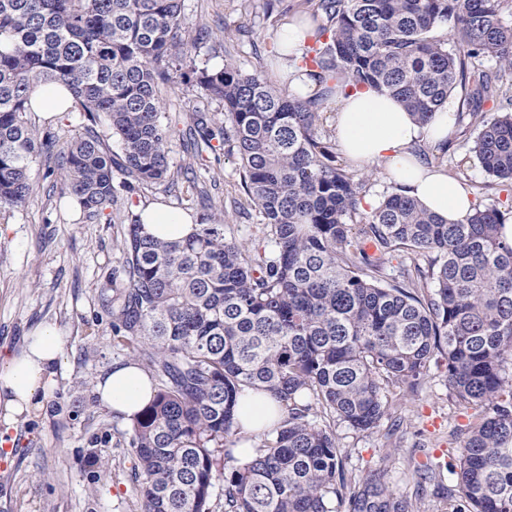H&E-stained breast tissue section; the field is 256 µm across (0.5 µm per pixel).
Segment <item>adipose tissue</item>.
<instances>
[{"label": "adipose tissue", "instance_id": "1", "mask_svg": "<svg viewBox=\"0 0 512 512\" xmlns=\"http://www.w3.org/2000/svg\"><path fill=\"white\" fill-rule=\"evenodd\" d=\"M305 28L291 20L277 35L276 76L290 93L303 96L316 90L300 60L305 49ZM334 126L344 156L357 164H382L393 176L398 191L420 201L448 223L471 215L475 202L469 190L450 179L441 167L427 164L415 151L417 145L441 149L455 128L451 108L436 112L425 125L418 124L393 96L373 87H336ZM145 234L180 239L198 227L195 216L163 203L138 209ZM67 338L55 325L42 323L30 329L18 351L0 352V418L12 422L21 415H33L45 407L62 369ZM102 405L130 419L153 397L147 374L137 365L114 364L98 385ZM243 431L260 435L270 431L280 418L278 404L267 392L246 391L237 410Z\"/></svg>", "mask_w": 512, "mask_h": 512}]
</instances>
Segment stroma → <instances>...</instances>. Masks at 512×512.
I'll list each match as a JSON object with an SVG mask.
<instances>
[{
  "mask_svg": "<svg viewBox=\"0 0 512 512\" xmlns=\"http://www.w3.org/2000/svg\"><path fill=\"white\" fill-rule=\"evenodd\" d=\"M184 12L189 21L229 34L222 49L202 51L210 67L222 68L229 57L243 70L260 66L273 73L280 16H265L259 7L241 13L236 0H184ZM240 26L251 28L252 36L236 35ZM162 96L178 128L169 143L171 165H188L181 132L189 113L200 108L215 115L219 109L188 91L177 76L164 86ZM34 167L40 180L28 204L0 213V351L19 350L28 330L42 322L58 326L68 343L45 410L10 425L0 421V438L12 450L9 458L0 457V512H142L127 446L129 422L103 407L96 394L100 378L113 364L132 359L113 346L112 319L102 311L100 299L113 287L128 285L118 275L117 244L136 207L161 201L193 211L195 193L183 184L172 192L157 185L129 194L121 190L123 176L117 172L113 182L119 191L112 206L98 218L80 220L69 200L60 197L55 176L47 175V161L37 159ZM442 167L470 187L487 180L457 132L449 139ZM197 175L224 207L226 237L259 242L260 217L240 184L237 158L221 151L209 154ZM385 395L402 417L398 430H391L386 420L374 433L337 425V442L349 467L361 475L387 469L394 488L412 500L416 512H454L453 498L438 494L433 485L418 486L413 471L426 458L448 459L472 406L450 391L437 370L411 400H402L393 387ZM92 450L101 456L95 468L84 463Z\"/></svg>",
  "mask_w": 512,
  "mask_h": 512,
  "instance_id": "35a3bbf8",
  "label": "stroma"
}]
</instances>
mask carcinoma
<instances>
[{
  "label": "carcinoma",
  "instance_id": "cac0c4a2",
  "mask_svg": "<svg viewBox=\"0 0 512 512\" xmlns=\"http://www.w3.org/2000/svg\"><path fill=\"white\" fill-rule=\"evenodd\" d=\"M512 0H318L301 64L324 89L295 97L262 69L199 60L209 34L183 0H0V211L24 207L32 163L55 161L60 194L88 219L127 191L183 181L199 231L164 241L124 225L130 287L102 299L113 344L156 373L153 400L131 420L143 512H414L388 470H347L336 424L372 433L390 415L383 389L413 396L445 367L456 397L479 408L458 455L414 470L455 476L456 512H512V241L498 200L450 224L391 193L365 212L369 174L338 163L321 106L343 77L390 92L429 122L456 91L486 190L512 186ZM455 28V41L438 33ZM498 65L491 74L482 61ZM180 74L224 110L190 115L186 150L240 161L241 186L273 249L224 234V210L194 166L173 170L161 85ZM70 89L84 132L61 137L27 119L42 83ZM492 99L493 115L468 112ZM121 145L115 156L97 130ZM360 229H354L355 225ZM436 254L427 272L386 280L397 253ZM265 390L284 416L247 457L234 455L243 389Z\"/></svg>",
  "mask_w": 512,
  "mask_h": 512
}]
</instances>
